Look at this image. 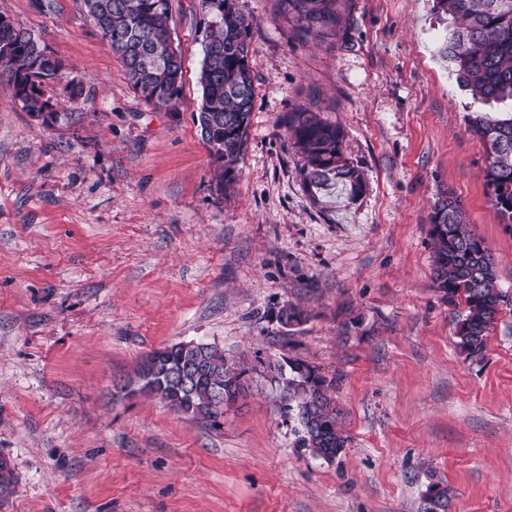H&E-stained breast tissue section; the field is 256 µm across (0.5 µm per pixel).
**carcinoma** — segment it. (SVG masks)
I'll return each instance as SVG.
<instances>
[{
	"label": "carcinoma",
	"instance_id": "1",
	"mask_svg": "<svg viewBox=\"0 0 512 512\" xmlns=\"http://www.w3.org/2000/svg\"><path fill=\"white\" fill-rule=\"evenodd\" d=\"M87 12L115 51L132 87L145 103L167 106L178 96L183 76L182 56L168 41L170 0H84ZM306 31L335 30L338 0H278ZM214 21L203 38L199 72L202 101L198 121L202 136L222 163L218 187L231 184L247 141L255 100L249 48L254 21L235 7L234 0H202ZM448 15L451 28L443 49L459 84L483 104L512 102V0H435ZM60 62L28 30L0 15V77L11 81L30 112L48 106L43 84L58 76ZM287 132L304 161V180L322 185L340 181L356 194L364 186L362 173L344 157L341 129L311 109L290 112ZM473 132L486 147L484 178L491 203L512 231V114L477 115ZM433 278L448 303L464 301L456 328V345L468 358H480L498 320L503 295L496 285L493 257L484 241L469 228L461 201L444 191L430 214ZM307 313L284 306L278 321L285 333L303 325ZM261 376L278 393L281 406L294 412L299 424L296 445L313 456L333 462L347 447V435L336 405V377L299 363L268 362L260 357L229 358L209 343L178 342L140 358L133 377L120 392L154 397L177 412L218 424L224 409L246 404L251 386L244 376ZM18 476L9 457L0 454V508L16 493ZM423 497V512L451 507L448 486L437 481Z\"/></svg>",
	"mask_w": 512,
	"mask_h": 512
}]
</instances>
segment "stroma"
<instances>
[{"mask_svg": "<svg viewBox=\"0 0 512 512\" xmlns=\"http://www.w3.org/2000/svg\"><path fill=\"white\" fill-rule=\"evenodd\" d=\"M253 17L255 102L235 181L201 136V0H170L180 92L134 91L84 0H0L61 65L28 111L0 79V453L7 512H512V230L491 204L474 102L433 0H340L337 31ZM319 111L363 174L308 184L287 113ZM449 189L504 297L483 358L460 354L432 281L430 213ZM308 320L284 334L286 304ZM205 342L339 379L350 441L331 463L259 380L219 424L114 383L155 349ZM18 476L9 457L0 454V508L8 506L16 493ZM432 489L438 490L436 496L434 497L429 495ZM451 498L452 495L450 494L448 486L439 481L432 482L428 486V493L423 497V512H436V510L445 509H448V511L444 512H449L451 507Z\"/></svg>", "mask_w": 512, "mask_h": 512, "instance_id": "1", "label": "stroma"}]
</instances>
